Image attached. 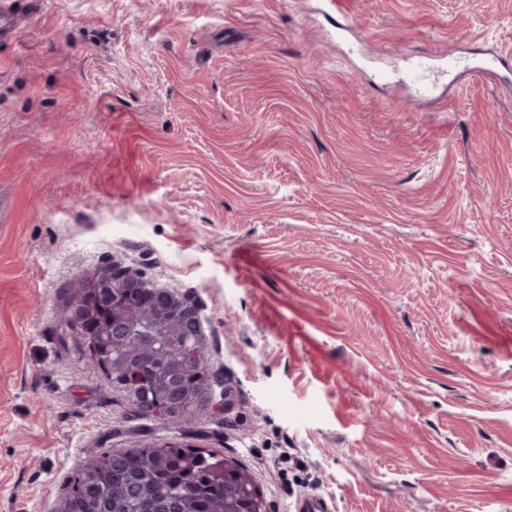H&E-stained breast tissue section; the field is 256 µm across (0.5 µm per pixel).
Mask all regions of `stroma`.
Masks as SVG:
<instances>
[{"instance_id":"35a3bbf8","label":"stroma","mask_w":512,"mask_h":512,"mask_svg":"<svg viewBox=\"0 0 512 512\" xmlns=\"http://www.w3.org/2000/svg\"><path fill=\"white\" fill-rule=\"evenodd\" d=\"M38 0L0 31V512L178 442L267 512H512V0ZM118 264L189 299L211 407L147 419L67 325Z\"/></svg>"}]
</instances>
